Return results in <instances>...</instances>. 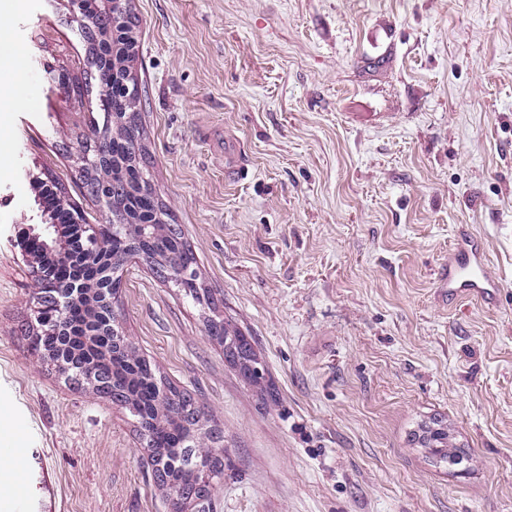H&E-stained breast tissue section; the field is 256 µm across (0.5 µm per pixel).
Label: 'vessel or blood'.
Returning a JSON list of instances; mask_svg holds the SVG:
<instances>
[{
	"label": "vessel or blood",
	"instance_id": "b4317fda",
	"mask_svg": "<svg viewBox=\"0 0 512 512\" xmlns=\"http://www.w3.org/2000/svg\"><path fill=\"white\" fill-rule=\"evenodd\" d=\"M449 299L475 296L482 300L496 297L500 285L486 272L485 257L480 243L472 238H462L449 251L448 266L444 271Z\"/></svg>",
	"mask_w": 512,
	"mask_h": 512
}]
</instances>
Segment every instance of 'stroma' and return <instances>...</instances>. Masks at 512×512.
Segmentation results:
<instances>
[{"instance_id": "stroma-1", "label": "stroma", "mask_w": 512, "mask_h": 512, "mask_svg": "<svg viewBox=\"0 0 512 512\" xmlns=\"http://www.w3.org/2000/svg\"><path fill=\"white\" fill-rule=\"evenodd\" d=\"M143 143L203 284L254 340L265 404L142 262L119 321L224 430L205 512H512V0H133ZM0 445L27 512H170L131 417L28 347L24 246L46 176L106 223L74 157L100 85L70 0L0 17ZM466 235L496 303L449 301ZM446 422L433 464L411 438ZM18 53L12 33L7 25L0 24V75H14L17 71ZM440 423L441 421L437 419H431L429 422L419 424L411 439L416 447L425 448L436 463L448 462V458L457 457L459 453L458 447L450 441L448 428Z\"/></svg>"}]
</instances>
